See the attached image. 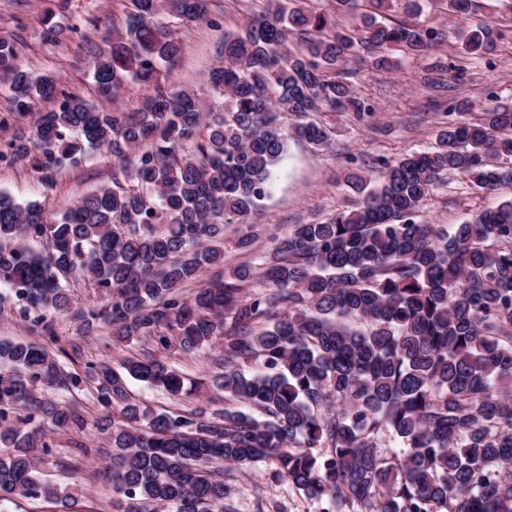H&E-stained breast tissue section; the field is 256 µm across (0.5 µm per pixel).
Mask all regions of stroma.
Returning a JSON list of instances; mask_svg holds the SVG:
<instances>
[{"label":"stroma","instance_id":"1","mask_svg":"<svg viewBox=\"0 0 512 512\" xmlns=\"http://www.w3.org/2000/svg\"><path fill=\"white\" fill-rule=\"evenodd\" d=\"M264 0H227L224 8L214 10L213 20L181 30L183 52L170 76L177 85L206 96L210 93L209 73L225 33L234 32L252 12L261 9ZM127 0H0V37L14 39L19 47V62L28 70L51 74L64 88L86 99L91 90V44L103 43L112 30L121 26ZM499 0H476L467 25L486 23L501 31L493 54L470 62L462 80H453L451 66L461 59L453 43H442L429 57L412 58L395 53V68L378 70L367 64L355 67L351 78L356 94L370 101L375 114L371 125L359 126L349 116L327 114L335 123L331 147L317 150L306 141L289 139L285 156L276 170L275 189L257 215L249 221L237 220L224 227L222 270L242 264L258 263L274 244L287 236L292 225L325 219L346 203L344 181L353 171L372 172L379 157H395L409 150H422L436 142L439 126L454 100H469L474 110L494 103H512V22L501 16ZM64 25L77 26V33L61 41L45 39V15ZM441 60L448 71L442 76L450 91L438 92L423 81L428 61ZM112 181V159L104 152H93L79 168L66 170L53 190H44L36 174L27 168L0 166V192L17 201H40L47 211L57 213L75 199L86 196ZM512 199V188L487 193L471 186L457 174L442 177L428 195L422 219L429 224H459L471 214L497 202ZM262 229L260 239L250 250L237 246L251 225ZM58 341L49 350L65 369L82 367L85 362L115 363L117 359L139 355L140 342L116 343L105 333L79 336L68 317L55 316ZM209 350L185 354L165 352L171 363L186 377L199 381L195 396L175 399L160 389L131 381L132 397L156 411L189 410L198 401L213 402L223 408L224 393L212 382L213 368ZM57 463L42 464L41 470L60 487L78 494L82 512H113L112 485L104 477V468L112 462V447L95 427H87L80 440L59 433L54 437ZM78 458L70 470L61 462ZM271 463L236 466L227 470L225 479L232 487L230 500L234 512H319L301 492L288 485L271 482Z\"/></svg>","mask_w":512,"mask_h":512}]
</instances>
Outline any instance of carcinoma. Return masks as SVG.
I'll return each instance as SVG.
<instances>
[{
    "mask_svg": "<svg viewBox=\"0 0 512 512\" xmlns=\"http://www.w3.org/2000/svg\"><path fill=\"white\" fill-rule=\"evenodd\" d=\"M125 30L93 49V93H146L130 109H99L49 74L26 70L0 38V80L13 114H36L9 141L11 165L43 187L104 148L112 184L52 217L36 201L0 194V296L54 338L48 315H73L77 334L144 340L139 357L66 370L46 348L0 341V502L66 500L40 476L54 434L79 435L86 418L39 389L91 386L112 420L94 426L112 443L115 512H230L224 465L273 463L269 477L321 512H512V200L488 206L453 232L420 219L442 176L494 192L512 187V109L475 117L454 101L426 151L381 158L379 176L352 172V197L325 221L295 224L262 256L263 289L240 265L190 297L179 288L220 263L210 243L224 219L245 220L269 196L297 137L317 149L335 128L325 108L367 124L349 66H395L392 51L425 55L449 38L462 60L498 40L478 25L443 30L388 18L423 13L422 0H267L224 35L211 73L222 111L169 76L181 51L166 18L188 27L209 0H129ZM54 106L35 111L37 104ZM44 245L37 251L31 242ZM93 283L106 303L73 308L69 281ZM223 344L213 364L222 411L142 407L130 378L170 395L199 389L155 350L191 353Z\"/></svg>",
    "mask_w": 512,
    "mask_h": 512,
    "instance_id": "cac0c4a2",
    "label": "carcinoma"
}]
</instances>
